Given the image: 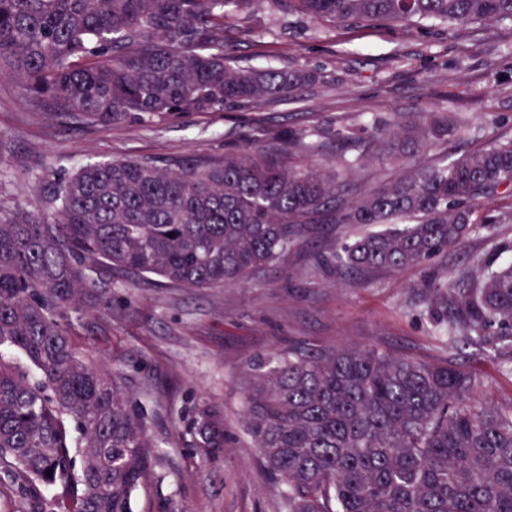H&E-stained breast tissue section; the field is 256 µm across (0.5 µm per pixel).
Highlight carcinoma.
<instances>
[{"instance_id": "carcinoma-1", "label": "carcinoma", "mask_w": 512, "mask_h": 512, "mask_svg": "<svg viewBox=\"0 0 512 512\" xmlns=\"http://www.w3.org/2000/svg\"><path fill=\"white\" fill-rule=\"evenodd\" d=\"M253 5L321 25L372 21L512 24V0H0V79L33 112L109 125L256 106L315 83L313 71L234 68L224 60L226 8ZM475 130L463 112H400L360 128L263 132L214 163L119 159L58 182L52 214L0 219V347L36 369L0 363V461L30 512H132L157 445L134 392L75 350L64 324L81 310L112 316V272L188 288L240 283L280 263L306 225H378L335 252L348 271L423 267L509 216H478L512 196V137L450 161L417 157ZM349 142L340 171L290 167ZM414 163L406 177L357 190L371 161ZM472 288L422 283L433 333L452 346L496 330L512 350V263L479 270ZM245 427L285 489L288 512H512V403L498 406L465 366L374 348L292 345L251 364ZM180 437L214 456L224 421L205 403L181 412ZM52 475H47V471Z\"/></svg>"}]
</instances>
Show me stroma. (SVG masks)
I'll return each mask as SVG.
<instances>
[{
	"mask_svg": "<svg viewBox=\"0 0 512 512\" xmlns=\"http://www.w3.org/2000/svg\"><path fill=\"white\" fill-rule=\"evenodd\" d=\"M511 46L512 26L499 22L420 32L403 22L373 21L348 29L242 11L224 20V52L233 63L315 69L323 82L253 107L107 126L79 127L29 111L17 85L2 80L0 216L42 208L54 182L88 164L217 159L227 146L247 147L263 130L358 126L440 104L474 116L496 113L499 123L449 139L424 156L428 162L454 158L512 135V68L497 64ZM365 230L362 224L310 225L281 263L234 286L169 287L156 277L118 272L111 321L96 315L73 320L72 342L86 360L154 394L144 411L159 452L132 512H286L243 416L250 363L282 354L293 342L453 360L481 374L494 404L512 403L506 354L452 347L433 336L428 294L420 286L428 272L469 284L477 268L512 262V223L497 225L490 237L469 235L425 271L370 270L351 279L325 265V255ZM198 401L224 415L219 457H205L180 439L179 414Z\"/></svg>",
	"mask_w": 512,
	"mask_h": 512,
	"instance_id": "1",
	"label": "stroma"
}]
</instances>
